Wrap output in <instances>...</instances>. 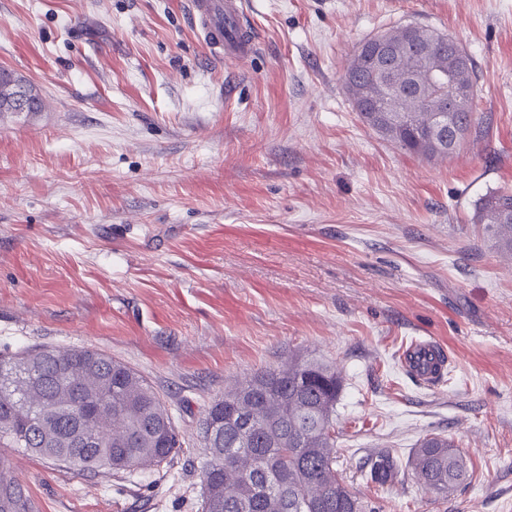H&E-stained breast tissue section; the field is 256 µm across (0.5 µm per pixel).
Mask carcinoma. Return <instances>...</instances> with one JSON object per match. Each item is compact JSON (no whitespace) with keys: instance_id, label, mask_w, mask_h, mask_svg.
<instances>
[{"instance_id":"cac0c4a2","label":"carcinoma","mask_w":512,"mask_h":512,"mask_svg":"<svg viewBox=\"0 0 512 512\" xmlns=\"http://www.w3.org/2000/svg\"><path fill=\"white\" fill-rule=\"evenodd\" d=\"M396 53L381 73L366 52L354 50L344 84L365 98L362 123L418 156L456 153L474 116L475 65L461 44L420 26L385 33ZM454 89V122L447 141L430 137L446 91ZM27 111L42 102L33 87L0 68V112L16 111L15 93ZM475 223L495 249L512 253V191L482 197ZM339 376L318 360L268 368L238 384L205 409L200 434L209 452L202 512H365L336 470L335 430ZM182 443L168 409L150 383L128 365L90 349L39 348L0 354V448L52 459L77 473L157 470ZM422 486L446 495L469 477L464 456L447 437L430 434L409 460ZM402 471L389 452L362 469L381 487ZM0 512H34V504L0 456Z\"/></svg>"}]
</instances>
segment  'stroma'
Returning a JSON list of instances; mask_svg holds the SVG:
<instances>
[{"instance_id": "stroma-1", "label": "stroma", "mask_w": 512, "mask_h": 512, "mask_svg": "<svg viewBox=\"0 0 512 512\" xmlns=\"http://www.w3.org/2000/svg\"><path fill=\"white\" fill-rule=\"evenodd\" d=\"M259 42L216 57L188 0H0V67L42 99L0 112V353L90 348L158 391L182 448L78 476L12 458L36 512H202V412L235 382L317 359L342 380L337 469L369 512H512V255L473 224L512 188V0H246ZM445 32L476 66L449 159L363 126L344 84L364 39ZM428 338L445 380L400 365ZM451 437L470 478L359 472ZM402 462L390 452H381L372 456L366 466L361 470L367 483L382 487L392 477L402 471ZM369 468V469H367Z\"/></svg>"}]
</instances>
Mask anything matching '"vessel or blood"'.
Returning a JSON list of instances; mask_svg holds the SVG:
<instances>
[{
	"mask_svg": "<svg viewBox=\"0 0 512 512\" xmlns=\"http://www.w3.org/2000/svg\"><path fill=\"white\" fill-rule=\"evenodd\" d=\"M191 21L202 40L217 55L240 62L256 50V37L242 0H190ZM432 342L414 340L400 352L405 370L420 381L436 384L444 372Z\"/></svg>",
	"mask_w": 512,
	"mask_h": 512,
	"instance_id": "obj_1",
	"label": "vessel or blood"
}]
</instances>
